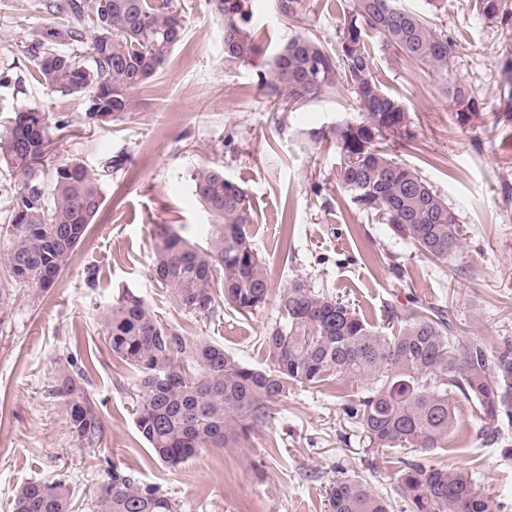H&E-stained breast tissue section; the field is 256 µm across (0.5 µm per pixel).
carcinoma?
<instances>
[{
    "mask_svg": "<svg viewBox=\"0 0 512 512\" xmlns=\"http://www.w3.org/2000/svg\"><path fill=\"white\" fill-rule=\"evenodd\" d=\"M247 0H208L224 24V62H246L260 54L251 31ZM447 0H424L425 9L399 0H355L353 13L321 39L300 32L273 54L260 74L273 103L280 90L288 101L348 87L362 112L357 123L333 131L336 181L363 213L400 232L429 260L457 256L466 228L420 172L397 159L389 138L408 122V106L375 75L366 37L404 53L426 72L449 70L455 43L433 15ZM56 16L67 19L47 30L32 47L40 84L86 105L87 121L106 123L137 106L135 92L163 67L185 37L186 20L173 0H57ZM481 18L506 27L500 53V107L495 118L512 121V0H473ZM61 42L86 45L89 66L61 52ZM458 122L480 116L478 102L462 85L451 90ZM46 114L13 112L0 134V168L21 183L10 209L0 216V247L11 282L34 293L48 291L67 267L104 202L98 177L79 162L55 169L51 192L39 179L50 148ZM194 192L210 217L205 242L195 244L171 227L158 228L151 277L187 313L211 316L223 301L241 313L263 306L271 291L267 263L253 247L249 224L254 209L248 191L218 167L190 174ZM282 324L261 337L267 367L235 360L224 346L159 320L144 298L124 289L101 313L112 358L138 375L136 427L155 455L171 467L204 448H222L247 435L269 416V405L297 385L335 380L345 419L361 429L370 447L427 453L444 447L457 431L458 398L483 421L487 442L512 425V338L473 341L452 334L444 318L425 309L400 316L392 336L375 329L339 299L296 281L279 296ZM53 394L63 398L71 431L88 443L102 433L97 403L87 388L88 372L72 360L55 371ZM400 494L411 512H500L479 494L471 478L451 467L398 460ZM329 512H391L388 497L363 480L343 477L329 485ZM94 512H180V504L144 485L116 465L99 483ZM73 486L63 477L30 482L14 498L13 512H73Z\"/></svg>",
    "mask_w": 512,
    "mask_h": 512,
    "instance_id": "carcinoma-1",
    "label": "carcinoma"
}]
</instances>
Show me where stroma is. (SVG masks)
<instances>
[{
    "label": "stroma",
    "instance_id": "obj_1",
    "mask_svg": "<svg viewBox=\"0 0 512 512\" xmlns=\"http://www.w3.org/2000/svg\"><path fill=\"white\" fill-rule=\"evenodd\" d=\"M47 0H0V123L21 108L46 113L52 150L40 179L50 185L57 164L76 159L100 180L104 203L67 268L48 292L13 286L0 259V288L11 292L0 325V512H12L25 484L65 476L78 512H90L108 464L133 473L178 501L182 512H325L331 481L357 476L410 512L398 493V449H371L348 423L335 386L296 387L271 404L266 421L221 448L202 450L171 468L135 425L136 373L108 351L100 312L119 289L141 295L158 319L223 345L236 360L262 367L259 338L281 319L278 297L290 284L342 297L387 335L400 327L392 311L442 310L458 334L512 337V122L493 124L500 103V24L479 19L471 0H448L437 23L456 43L452 72L429 75L376 36L369 46L386 89L411 104L394 141L402 163L447 200L467 238L448 264L418 256L390 228L359 212L336 182V149L327 135L361 118L345 87L278 112L260 84L264 61L303 30L332 38L353 0H298L299 26L278 0H250L259 58L228 64L224 29L207 0H173L188 34L164 68L136 93L123 119L93 123L74 97L37 83L32 45L50 22ZM466 86L487 112L460 125L448 95ZM122 157V168L109 165ZM217 166L248 191L256 219L251 241L271 272L267 303L249 314L221 307L216 316L179 309L150 279L154 237L168 224L201 240L209 216L197 201L190 172ZM98 272L89 285L90 272ZM94 360L89 391L103 421L99 439L73 436L65 403L49 385L65 359ZM461 451L421 455L473 478L476 490L512 512V427L499 443H483L473 407L458 404Z\"/></svg>",
    "mask_w": 512,
    "mask_h": 512
}]
</instances>
